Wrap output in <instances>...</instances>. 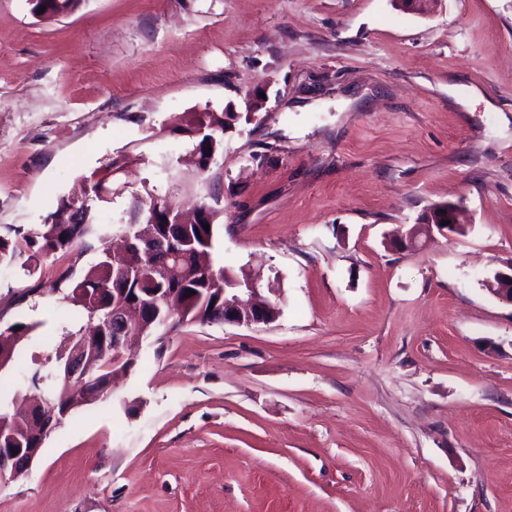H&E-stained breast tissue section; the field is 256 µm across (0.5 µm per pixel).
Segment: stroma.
I'll return each mask as SVG.
<instances>
[{"instance_id":"stroma-1","label":"stroma","mask_w":512,"mask_h":512,"mask_svg":"<svg viewBox=\"0 0 512 512\" xmlns=\"http://www.w3.org/2000/svg\"><path fill=\"white\" fill-rule=\"evenodd\" d=\"M206 111L235 115L210 186L169 131ZM119 154L80 260L0 265V326L38 325L12 381L79 322L61 270L152 187L218 195L213 259L281 315L134 346L0 512H512V0H0V227ZM444 203L466 235L390 246ZM31 2H37L31 5V9L39 10L42 5L46 6L44 13H40L43 19H54L74 12L80 0H29Z\"/></svg>"}]
</instances>
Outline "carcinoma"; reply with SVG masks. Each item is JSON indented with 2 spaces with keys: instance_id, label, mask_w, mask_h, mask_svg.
<instances>
[{
  "instance_id": "carcinoma-1",
  "label": "carcinoma",
  "mask_w": 512,
  "mask_h": 512,
  "mask_svg": "<svg viewBox=\"0 0 512 512\" xmlns=\"http://www.w3.org/2000/svg\"><path fill=\"white\" fill-rule=\"evenodd\" d=\"M80 0H37L33 9L45 7L42 18L53 19L74 12ZM227 123L222 112H200L175 128L191 139L192 154L205 179H211L216 157L222 153ZM130 157L109 159L84 177V197L62 201V215H52L38 227L27 231L5 227L0 232V264H11L25 257L30 272H35L39 258L62 253L80 259L90 248L88 239L99 232L98 208L112 203V176ZM128 219L119 222L126 239L122 259L103 254L82 274L74 275L68 267L59 277L64 284L62 300L80 312L85 324L70 331L56 347L54 355L35 364L26 379L29 392L44 394L38 420L21 429L14 417L25 413L27 403H18L13 388L0 395V453L5 448H30L49 425H63L73 411L91 405L112 391V328L102 319L112 310V297L124 296L152 311L144 323L131 329L133 336H152L158 342L167 331L183 323H216L224 318V289L234 287L238 278L225 266L215 267L202 261L209 254L218 234L214 223L218 210L204 202L196 209V218L187 224L181 220L180 206L169 195L149 192L132 197L126 210ZM210 230H205L204 225ZM178 264L176 272H162V263ZM192 290L194 294L186 295ZM0 330V337L21 342L36 325L19 323ZM92 336L86 349L88 374L80 391L93 398L75 404L65 375L69 349Z\"/></svg>"
}]
</instances>
